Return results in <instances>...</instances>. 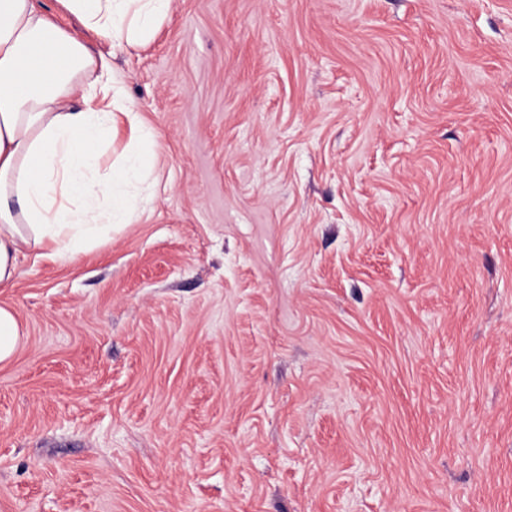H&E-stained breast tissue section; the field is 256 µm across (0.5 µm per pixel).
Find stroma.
Wrapping results in <instances>:
<instances>
[{"instance_id":"35a3bbf8","label":"stroma","mask_w":512,"mask_h":512,"mask_svg":"<svg viewBox=\"0 0 512 512\" xmlns=\"http://www.w3.org/2000/svg\"><path fill=\"white\" fill-rule=\"evenodd\" d=\"M41 4L159 184L0 292V512H512V0ZM86 28L128 50L148 43L166 19L171 0H58ZM24 336L15 312L0 306V363L9 361L16 353Z\"/></svg>"}]
</instances>
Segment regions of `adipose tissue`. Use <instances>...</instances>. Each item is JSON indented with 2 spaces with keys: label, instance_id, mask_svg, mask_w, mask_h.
<instances>
[{
  "label": "adipose tissue",
  "instance_id": "adipose-tissue-1",
  "mask_svg": "<svg viewBox=\"0 0 512 512\" xmlns=\"http://www.w3.org/2000/svg\"><path fill=\"white\" fill-rule=\"evenodd\" d=\"M59 2L127 50L151 40L171 0ZM123 124L128 148L102 166ZM159 137L108 60L55 25L38 0H0V288L13 285L30 250L74 256L100 227L131 223L138 206L128 190L152 177Z\"/></svg>",
  "mask_w": 512,
  "mask_h": 512
}]
</instances>
